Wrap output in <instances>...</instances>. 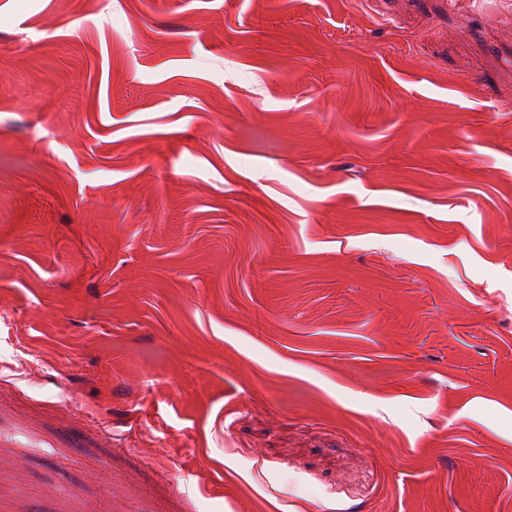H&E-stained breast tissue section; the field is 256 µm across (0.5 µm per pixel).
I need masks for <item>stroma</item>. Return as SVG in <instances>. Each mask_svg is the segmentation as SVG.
Wrapping results in <instances>:
<instances>
[{
    "label": "stroma",
    "instance_id": "35a3bbf8",
    "mask_svg": "<svg viewBox=\"0 0 512 512\" xmlns=\"http://www.w3.org/2000/svg\"><path fill=\"white\" fill-rule=\"evenodd\" d=\"M512 512V0H0V512Z\"/></svg>",
    "mask_w": 512,
    "mask_h": 512
}]
</instances>
